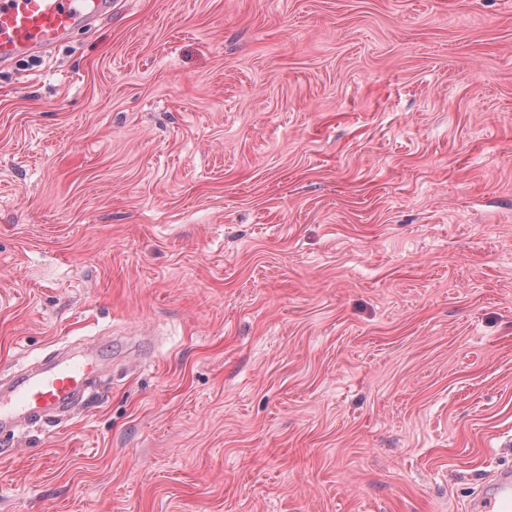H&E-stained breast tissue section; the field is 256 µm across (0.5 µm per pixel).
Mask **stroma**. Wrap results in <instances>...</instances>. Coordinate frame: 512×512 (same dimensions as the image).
<instances>
[{
  "label": "stroma",
  "mask_w": 512,
  "mask_h": 512,
  "mask_svg": "<svg viewBox=\"0 0 512 512\" xmlns=\"http://www.w3.org/2000/svg\"><path fill=\"white\" fill-rule=\"evenodd\" d=\"M0 512H467L512 465V0H115L0 68ZM110 362L111 341L100 348L63 349L17 373L0 389V434L66 412Z\"/></svg>",
  "instance_id": "35a3bbf8"
}]
</instances>
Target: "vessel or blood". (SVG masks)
<instances>
[{
	"instance_id": "vessel-or-blood-1",
	"label": "vessel or blood",
	"mask_w": 512,
	"mask_h": 512,
	"mask_svg": "<svg viewBox=\"0 0 512 512\" xmlns=\"http://www.w3.org/2000/svg\"><path fill=\"white\" fill-rule=\"evenodd\" d=\"M112 0H0V67L40 55L108 17ZM112 360L111 345L67 348L0 386V434L66 412ZM470 512H512V469L503 468L471 502Z\"/></svg>"
}]
</instances>
